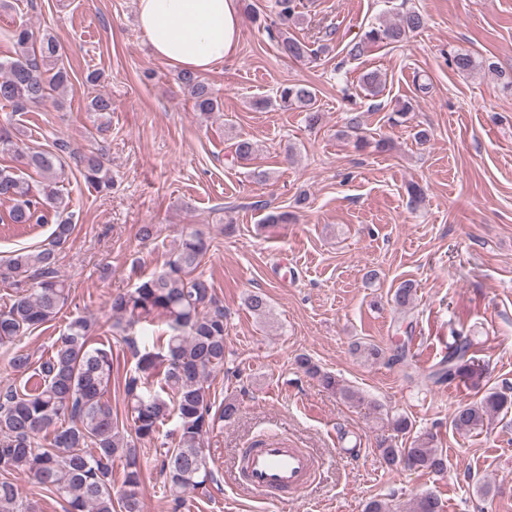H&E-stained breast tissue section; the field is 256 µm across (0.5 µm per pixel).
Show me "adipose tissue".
Wrapping results in <instances>:
<instances>
[{
	"instance_id": "1",
	"label": "adipose tissue",
	"mask_w": 512,
	"mask_h": 512,
	"mask_svg": "<svg viewBox=\"0 0 512 512\" xmlns=\"http://www.w3.org/2000/svg\"><path fill=\"white\" fill-rule=\"evenodd\" d=\"M136 12L152 55L194 73L234 54L245 21L239 0H137Z\"/></svg>"
}]
</instances>
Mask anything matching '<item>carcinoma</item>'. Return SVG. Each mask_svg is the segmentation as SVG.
I'll use <instances>...</instances> for the list:
<instances>
[{"label": "carcinoma", "mask_w": 512, "mask_h": 512, "mask_svg": "<svg viewBox=\"0 0 512 512\" xmlns=\"http://www.w3.org/2000/svg\"><path fill=\"white\" fill-rule=\"evenodd\" d=\"M275 8L281 51L295 60L310 56L307 45L288 36L290 24L298 18V0H275ZM423 26L420 13L407 12L396 23L371 27L349 46L348 55L356 58L374 44L399 43ZM13 41L14 56L0 61V101L9 103L16 113L30 112L42 106L53 92L69 87L71 75L63 62L62 47L52 35L38 37L22 25L15 30ZM453 63L459 71L472 72L482 69L486 60L461 52L454 56ZM178 79L190 92L198 111L209 114L218 108L209 86L197 74L182 71ZM385 84L386 77L379 71L362 76L364 89L373 97ZM277 96L281 107L305 112L309 127L322 120L317 93L311 85L284 84ZM346 128L355 135V146L367 144L360 116L349 115ZM21 134L11 122L0 126V153L13 155L18 163L16 167H0V199L13 202L8 223H53L55 229L49 246L16 253L7 261L9 274L15 278V294L8 305L0 308L1 346L53 322L70 298V287L57 268V250L73 231L72 224L62 219L70 200L60 188L69 143L59 138L51 149L24 148ZM254 153L250 139L240 138L234 143L238 161L249 162ZM22 167L36 172L40 179H26L20 174ZM78 172L100 192L112 185L104 157L98 152L80 156ZM210 247L211 242L202 235L189 234L161 271L112 296L114 333L124 334L142 323L167 327L159 344L148 336L140 343L134 336L126 337L137 356L134 373L124 376L123 385L135 439L125 435L106 398L112 384V349L92 342L91 323L85 317L77 316L67 323L54 341L49 358L39 366L32 367L24 353L12 355L10 365L27 379L20 388L0 390V512H30L19 484L10 478L14 473L32 476L67 504V512H144L140 494L143 465L135 440L154 439L160 427L170 421L174 422L172 434L177 444L161 454L159 469L172 497L173 512H180L186 493L203 490L214 481L207 467L205 437L218 422L231 419L237 406L227 402L212 412L205 387L211 374L224 369L226 349L224 308L216 301L211 284L194 275ZM392 301L399 311L412 308L413 284L401 283ZM247 305L259 318L270 312L269 300L263 294L249 296ZM471 350L468 338L456 339L431 377L437 382H451L473 371ZM350 352L374 362L404 359L401 352L388 357L379 346L360 342L352 343ZM296 363L324 389L350 402L365 403V398L342 385L332 373L321 370L307 355H298ZM511 405V388L493 389L482 400L458 407L452 414V425L459 432L480 429L491 416ZM381 452L389 465L402 462L434 474L446 470V456L429 432L415 436L407 448L388 446ZM117 460L123 464V482L115 498L112 468ZM413 512H441V502L437 496L425 494L416 501Z\"/></svg>", "instance_id": "cac0c4a2"}]
</instances>
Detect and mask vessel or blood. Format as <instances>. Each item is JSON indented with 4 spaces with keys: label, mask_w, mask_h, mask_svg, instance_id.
Returning a JSON list of instances; mask_svg holds the SVG:
<instances>
[{
    "label": "vessel or blood",
    "mask_w": 512,
    "mask_h": 512,
    "mask_svg": "<svg viewBox=\"0 0 512 512\" xmlns=\"http://www.w3.org/2000/svg\"><path fill=\"white\" fill-rule=\"evenodd\" d=\"M318 468L316 457L304 448L280 440H264L242 449L239 477L266 501L285 503L300 495Z\"/></svg>",
    "instance_id": "b4317fda"
}]
</instances>
